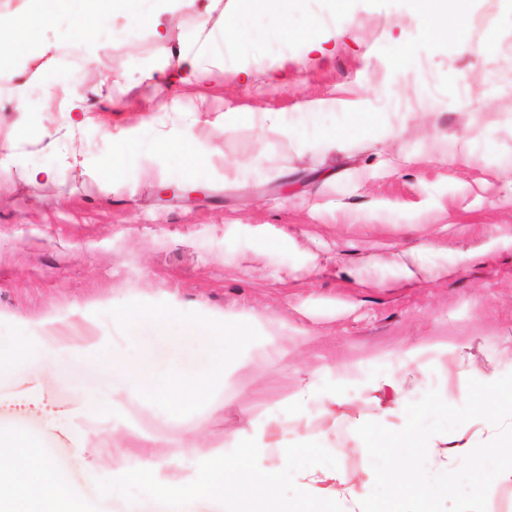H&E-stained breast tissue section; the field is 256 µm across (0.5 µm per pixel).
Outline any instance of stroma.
Returning <instances> with one entry per match:
<instances>
[{
    "label": "stroma",
    "instance_id": "obj_1",
    "mask_svg": "<svg viewBox=\"0 0 512 512\" xmlns=\"http://www.w3.org/2000/svg\"><path fill=\"white\" fill-rule=\"evenodd\" d=\"M330 6H289L294 35L281 40L268 37L254 6L243 19L248 40L218 44L206 79L176 112L161 69L167 48L195 41V9L160 15L164 44L120 17L87 33L63 22L41 35L55 46L59 84L93 110L118 97L122 107L106 122L138 128L112 193L60 163L72 144L102 167L112 143L97 124L72 143L34 135L0 168V341L31 343L50 330L71 346L36 370L0 377V434L36 438L88 512L150 502L129 476L150 459L157 487L193 481L200 457L271 418L302 447L281 474L283 499H295L298 472L311 463L339 467L358 485L390 470L427 476L430 461L411 449L360 448L359 399L400 404L420 431L452 440L483 407L480 373L512 383V182L501 176L512 168V135H484L512 120V0H467L466 51L424 28L411 0H346L320 32L321 53L304 34ZM490 28L501 36L494 55L478 48ZM69 51L86 54L79 71L61 65ZM15 77L29 107L18 115L0 95V139L17 117L46 123L45 85L29 66ZM361 109L396 137L349 129L345 151L305 150ZM228 111L245 115L233 131L204 121ZM266 111L279 113L290 137L247 118ZM174 121L213 149L195 178L155 155L159 130ZM463 136L473 139L466 161L431 150ZM33 167L52 170L55 183L29 182ZM193 190L201 199L186 201ZM130 305L176 309L175 335L184 314L231 322L233 359L257 366L259 380L247 385L234 372L214 389L223 409L195 406L174 420L163 404L113 391L111 371L86 357L140 355L143 338L114 316ZM271 323L273 345L264 339ZM393 376L401 392L387 386ZM308 383L343 395L297 411L294 395ZM116 407L127 435L114 442Z\"/></svg>",
    "mask_w": 512,
    "mask_h": 512
}]
</instances>
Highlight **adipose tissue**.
I'll list each match as a JSON object with an SVG mask.
<instances>
[{"instance_id": "ef3b65f1", "label": "adipose tissue", "mask_w": 512, "mask_h": 512, "mask_svg": "<svg viewBox=\"0 0 512 512\" xmlns=\"http://www.w3.org/2000/svg\"><path fill=\"white\" fill-rule=\"evenodd\" d=\"M79 9L69 7V0H18L16 7L0 12V75L18 66L38 62L45 48L35 38L37 31L54 27L61 19L85 31L115 13H123L140 26L155 30L159 41L167 33L157 28L154 11H142L141 0H80ZM421 23L443 36L459 39L463 27L462 14L452 9L448 0H413ZM213 30L200 25L193 45L182 47L172 64L170 83L188 84L203 80L204 60L216 46ZM157 146L169 157L182 160L184 172L197 174L207 163L210 152L196 143L190 125L175 122L162 131ZM65 344L56 336L47 335L36 343L0 345V372L20 370L56 357ZM229 362L227 348L216 342L192 368L163 366L153 351H143L138 361H113L112 375L128 392L144 402L165 403L169 416L176 417L194 406L214 403L213 385L223 379ZM480 391L491 401L494 410L483 419L461 423L453 450L441 448L436 435L416 433L401 420L400 409L385 408L379 402L362 404L357 420L356 437L361 447L375 448L379 438L393 446L423 452L440 469L449 462L472 466L490 461L484 472V483L475 486L471 497L460 503L457 512H478L486 490V481H512V387L504 388L498 378L489 374L479 377ZM287 440L273 442L266 426L254 427L241 440L233 453L202 459L194 483L166 486L160 497L163 503L181 507L192 506L202 497L222 501L223 512H243L248 500H264L268 512H285L278 504V471L289 466L287 456H274V447H287ZM277 457L276 465L264 461ZM404 502L402 512H438L441 492L423 478L405 484L398 472L385 476ZM300 499L295 512H383L372 499L369 485H349L335 470L318 466L303 467L300 472ZM8 496L13 512H68L67 492L59 481L52 461L35 453L28 435H11L7 446L0 448V497Z\"/></svg>"}]
</instances>
